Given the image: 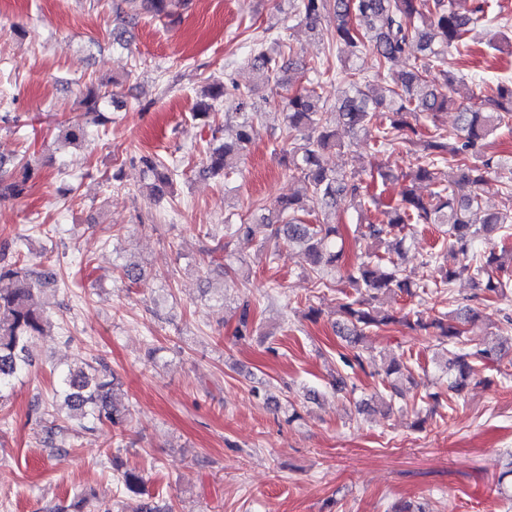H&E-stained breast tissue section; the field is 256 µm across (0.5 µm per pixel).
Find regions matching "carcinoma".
Returning <instances> with one entry per match:
<instances>
[{"label": "carcinoma", "mask_w": 512, "mask_h": 512, "mask_svg": "<svg viewBox=\"0 0 512 512\" xmlns=\"http://www.w3.org/2000/svg\"><path fill=\"white\" fill-rule=\"evenodd\" d=\"M465 0H296L295 12L317 30L327 22V40L345 54L337 56L340 66L336 78L344 85L336 99V109L343 127L353 133L376 131L377 152L406 151L416 156V164L406 178L410 182L401 199L384 211L385 220L370 221L356 227L357 238L385 244L400 254L406 241V228L411 224H436L442 233L440 250L429 255L432 269L426 284H414L405 276L400 263L379 254L368 246L352 263L347 261L340 225L320 219L310 220L312 208H333L340 197L366 201L364 173L346 167L328 168L323 155L342 148L336 123L328 116L321 96L313 89L298 90L292 86L285 61V44L275 39L277 53L259 47L249 64L261 84L288 87L285 112L288 136L281 150L288 160V170L299 182L300 190L278 201L277 207L263 223L271 227L268 239L281 241L300 250L308 276L318 285L325 274H343L353 288L339 305L340 317L334 328L344 338L349 353L339 354V363L348 368L332 382L338 393L349 392V372L364 368L366 357L358 348L367 332L390 325L429 331L447 353L445 371L448 390L464 394L475 363H494L503 359L500 350L470 338V328L485 321L486 313L466 306L458 311L430 314L417 310L400 315L382 309L380 301L396 291L410 297L419 296L425 288H447L463 274L482 288L472 299L480 305L501 303L507 299L509 282L496 277L512 262V249L490 246L479 252L476 244L490 240L496 233L512 225V167L505 168L502 158L487 155L484 141L495 130L512 126V79L499 78L486 96L485 107L473 108L466 103L461 88L466 78L444 68L448 49L465 46L469 34L488 20L481 5L469 11L460 10ZM187 0H112V11L120 24H131L143 14L175 22ZM367 45L374 59V73L366 76L354 63L358 48ZM414 57V66L402 72L390 86L386 72L403 56ZM303 71L312 74L317 86L329 78L331 68L323 63H308ZM224 83L217 80L208 90V99L195 105L193 116L209 115V110L224 99ZM111 91L88 86L85 103L100 122ZM239 113L236 140L209 151L205 170L213 176H230L252 142L253 114L243 111L249 91H238ZM453 107L457 113L452 132L433 125V131L420 133V121L433 120L439 112ZM57 138L72 145L84 143L89 131L78 121H63L57 126ZM144 186L151 194L165 197L176 176L155 156L139 157ZM452 164L448 184L438 186L425 199L416 194L413 185L433 182L436 167ZM37 174L31 157L22 155L19 170L9 172L0 162V198L24 195L29 182ZM507 175L504 182L507 205L500 210H486L479 190L491 175ZM0 401L6 400L15 382L29 366V351L36 338L46 335L52 325L48 312L35 301L43 287L56 283V273L38 271L25 260L22 242L0 252ZM254 320L249 302L237 307L236 333L247 336ZM390 396L402 395L403 383L415 384L407 362L389 358L383 378ZM117 387L110 366L102 359L85 363V367L69 370L59 382L58 393L68 408L67 420L85 429L87 424L118 427L127 421L130 411L116 404ZM118 481L124 489L138 493L142 477L124 470Z\"/></svg>", "instance_id": "cac0c4a2"}]
</instances>
